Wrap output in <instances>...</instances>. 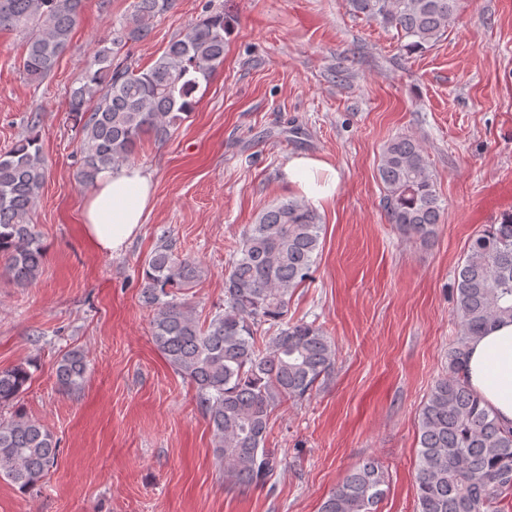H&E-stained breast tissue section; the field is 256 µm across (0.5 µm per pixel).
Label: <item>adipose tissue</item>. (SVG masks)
<instances>
[{
	"label": "adipose tissue",
	"instance_id": "1",
	"mask_svg": "<svg viewBox=\"0 0 512 512\" xmlns=\"http://www.w3.org/2000/svg\"><path fill=\"white\" fill-rule=\"evenodd\" d=\"M286 175L289 184L315 205L336 195L339 177L324 160L295 157ZM154 195L150 176L139 167L102 172L83 203L87 239L99 251H120L140 232ZM465 379L503 424L512 425V322L497 325L471 343Z\"/></svg>",
	"mask_w": 512,
	"mask_h": 512
}]
</instances>
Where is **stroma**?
<instances>
[{
  "instance_id": "35a3bbf8",
  "label": "stroma",
  "mask_w": 512,
  "mask_h": 512,
  "mask_svg": "<svg viewBox=\"0 0 512 512\" xmlns=\"http://www.w3.org/2000/svg\"><path fill=\"white\" fill-rule=\"evenodd\" d=\"M134 0H85L55 71L20 69L22 38L0 32V153L36 132L47 175L31 213L46 255L21 288L0 270V370L32 375L12 407L58 441L48 475L23 490L0 478V512H319L368 460L387 476L378 512H415L418 418L448 371L455 270L469 239L512 211V0H459L434 46L408 54L347 0H175L152 35L126 46L146 68L204 15L224 14V63L168 138L130 159L155 184L140 234L97 251L82 231L89 193L66 105L98 42ZM38 124H31V117ZM417 140L445 208L430 242L389 223L378 177L384 144ZM326 161L340 184L317 207L323 249L288 317L322 324L335 364L309 398L271 413L281 461L264 486L225 477L195 388L151 338L142 265L162 240L195 259L200 317L224 303L229 253L273 201L296 197L286 168ZM81 349L85 385L62 388L61 356Z\"/></svg>"
}]
</instances>
